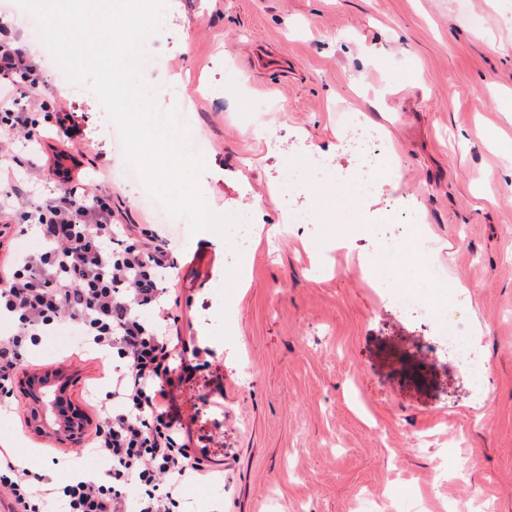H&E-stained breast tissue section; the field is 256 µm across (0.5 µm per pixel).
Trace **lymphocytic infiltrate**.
<instances>
[{
  "instance_id": "1",
  "label": "lymphocytic infiltrate",
  "mask_w": 512,
  "mask_h": 512,
  "mask_svg": "<svg viewBox=\"0 0 512 512\" xmlns=\"http://www.w3.org/2000/svg\"><path fill=\"white\" fill-rule=\"evenodd\" d=\"M42 72L20 39H0V240L36 232L44 242L34 254L9 253L0 267V317L15 324L0 336V396L11 398L17 371L51 331L70 327L99 353L117 357L112 385L96 401L90 449L108 464L107 482L57 481L33 473L0 448V503L8 512H45L48 500L64 512H175L184 484L202 465L175 410L170 388L172 339L143 319L159 306L172 267L170 243L138 224L119 223L112 194L77 188L35 197L16 176L18 146L49 136L73 148L84 145L74 116L58 107L40 122ZM137 488L130 497L129 488Z\"/></svg>"
}]
</instances>
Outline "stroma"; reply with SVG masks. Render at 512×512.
Here are the masks:
<instances>
[{
  "mask_svg": "<svg viewBox=\"0 0 512 512\" xmlns=\"http://www.w3.org/2000/svg\"><path fill=\"white\" fill-rule=\"evenodd\" d=\"M151 44L142 78L161 110L185 109L210 208L268 227L314 216L240 254L177 232L120 176L105 111L59 93L30 45L47 111L65 103L89 149L19 148L18 176L67 173L89 195L107 180L122 223L170 240V331L208 351L173 389L208 466L193 481L207 498L178 512H512V0H168ZM361 115L401 173L366 194L344 146ZM305 152L334 180L303 193L286 162ZM393 240L441 269L422 302L456 309L470 362L373 285L366 267ZM30 362L63 371L61 399L93 418L111 365L82 344ZM13 400L0 446L40 474L69 463L77 443L25 426L21 388Z\"/></svg>",
  "mask_w": 512,
  "mask_h": 512,
  "instance_id": "stroma-1",
  "label": "stroma"
}]
</instances>
